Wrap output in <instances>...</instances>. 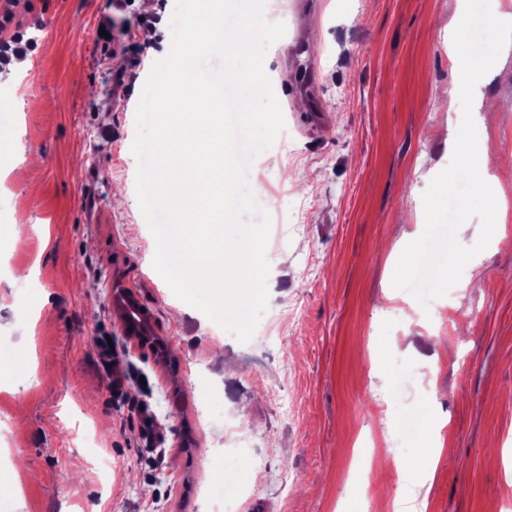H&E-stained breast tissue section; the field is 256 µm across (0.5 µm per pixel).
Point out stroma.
I'll use <instances>...</instances> for the list:
<instances>
[{
	"instance_id": "1",
	"label": "stroma",
	"mask_w": 512,
	"mask_h": 512,
	"mask_svg": "<svg viewBox=\"0 0 512 512\" xmlns=\"http://www.w3.org/2000/svg\"><path fill=\"white\" fill-rule=\"evenodd\" d=\"M266 0L286 26L265 58L291 140L247 179L269 214L270 340L241 343L153 268L136 195V109L170 50L174 0H135L111 41L109 0H13L37 44L0 71V492L13 512H210L207 466L241 436L238 512H397L417 496L412 410L444 420L424 512H507L512 436V185L508 221L459 285L420 305L392 286L389 246L425 229L423 194L451 161L463 109L448 52L457 0ZM313 46L327 127L287 94L290 45ZM476 85L489 175L512 165V45ZM131 292L165 356L126 336ZM35 336H27L28 328ZM118 360L104 368L99 341ZM95 431L94 446L85 435ZM385 438L403 470L359 472Z\"/></svg>"
}]
</instances>
